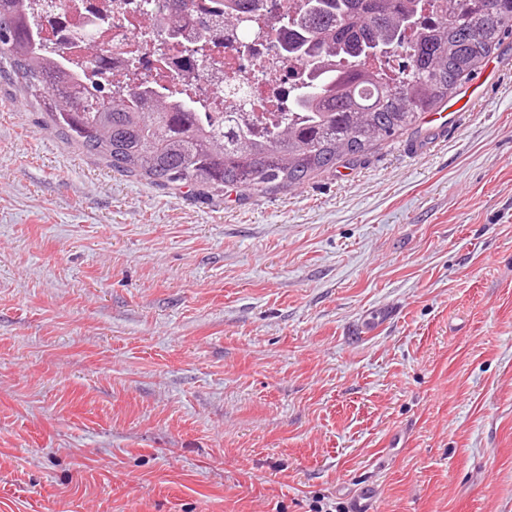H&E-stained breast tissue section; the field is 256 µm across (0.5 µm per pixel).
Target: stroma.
Segmentation results:
<instances>
[{
  "label": "stroma",
  "mask_w": 512,
  "mask_h": 512,
  "mask_svg": "<svg viewBox=\"0 0 512 512\" xmlns=\"http://www.w3.org/2000/svg\"><path fill=\"white\" fill-rule=\"evenodd\" d=\"M297 188L112 170L0 75V512H512V37Z\"/></svg>",
  "instance_id": "35a3bbf8"
}]
</instances>
